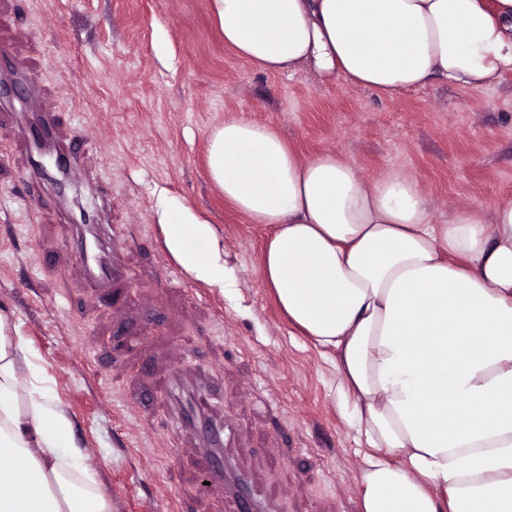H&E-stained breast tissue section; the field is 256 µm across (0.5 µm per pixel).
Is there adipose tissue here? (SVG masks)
Masks as SVG:
<instances>
[{"label":"adipose tissue","instance_id":"ef3b65f1","mask_svg":"<svg viewBox=\"0 0 512 512\" xmlns=\"http://www.w3.org/2000/svg\"><path fill=\"white\" fill-rule=\"evenodd\" d=\"M253 68L307 67L392 97L512 71V0H210ZM224 199L270 229L259 272L289 321L334 353L353 428L375 448L359 512H512V200L436 223L417 179L373 181L336 152L299 156L245 117L208 136ZM165 245L223 287L211 224L160 213ZM0 316V512H112L27 340Z\"/></svg>","mask_w":512,"mask_h":512}]
</instances>
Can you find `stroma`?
<instances>
[{
    "instance_id": "stroma-1",
    "label": "stroma",
    "mask_w": 512,
    "mask_h": 512,
    "mask_svg": "<svg viewBox=\"0 0 512 512\" xmlns=\"http://www.w3.org/2000/svg\"><path fill=\"white\" fill-rule=\"evenodd\" d=\"M9 72L55 108L73 178L112 227L111 288L92 292L51 182L31 186L19 102L0 100V314L26 336L73 419L112 512H234L203 481L211 455L173 428L202 386L224 398L223 457L262 512H358L361 442L330 359L288 323L259 273L267 228L212 183L210 130L246 114L300 156L336 151L372 180L415 177L435 221L512 200V72L483 91L434 84L394 98L312 70L263 73L225 48L209 0H0ZM218 236L226 281L169 254L163 204Z\"/></svg>"
}]
</instances>
